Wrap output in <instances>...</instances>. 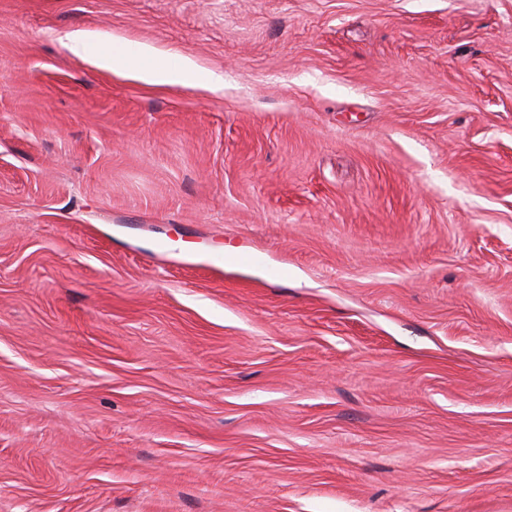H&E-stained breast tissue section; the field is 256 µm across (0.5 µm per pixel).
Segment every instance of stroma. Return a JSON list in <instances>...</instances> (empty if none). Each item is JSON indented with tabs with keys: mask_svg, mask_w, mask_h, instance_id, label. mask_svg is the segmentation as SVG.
I'll return each instance as SVG.
<instances>
[{
	"mask_svg": "<svg viewBox=\"0 0 512 512\" xmlns=\"http://www.w3.org/2000/svg\"><path fill=\"white\" fill-rule=\"evenodd\" d=\"M0 512H512V0H0ZM66 39L73 53L80 56L90 54L99 69L115 74H126L133 71L135 78L147 84H180L186 88H195L206 81L194 61L187 57L172 62L170 58L158 56L156 51L144 48V54L151 57V64L146 69L133 70L127 56L101 47L93 33L74 32L66 35Z\"/></svg>",
	"mask_w": 512,
	"mask_h": 512,
	"instance_id": "1",
	"label": "stroma"
}]
</instances>
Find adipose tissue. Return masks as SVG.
I'll return each mask as SVG.
<instances>
[{
    "label": "adipose tissue",
    "instance_id": "1",
    "mask_svg": "<svg viewBox=\"0 0 512 512\" xmlns=\"http://www.w3.org/2000/svg\"><path fill=\"white\" fill-rule=\"evenodd\" d=\"M71 51L77 55L91 56L95 65L116 74L133 73L138 80L152 85L179 84L194 88L204 79L194 61L182 57L171 60L164 56H152L151 64L144 69H134L129 58L123 54L101 47L97 37L89 32H74L67 36Z\"/></svg>",
    "mask_w": 512,
    "mask_h": 512
}]
</instances>
